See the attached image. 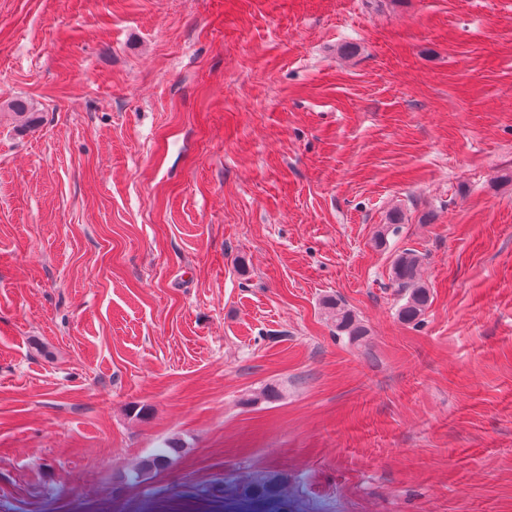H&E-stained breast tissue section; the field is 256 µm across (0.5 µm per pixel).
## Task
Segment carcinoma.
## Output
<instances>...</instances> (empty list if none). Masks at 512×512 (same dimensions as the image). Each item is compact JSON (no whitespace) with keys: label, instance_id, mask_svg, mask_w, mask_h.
<instances>
[{"label":"carcinoma","instance_id":"cac0c4a2","mask_svg":"<svg viewBox=\"0 0 512 512\" xmlns=\"http://www.w3.org/2000/svg\"><path fill=\"white\" fill-rule=\"evenodd\" d=\"M9 109L23 121L26 127L38 124L39 116L33 107L25 100H14ZM423 264L420 253L412 248H405L395 256L392 263V281L399 291L403 292L405 302L397 310L400 321L406 324L418 325L422 322L426 310L431 303L430 289L420 280V270ZM323 307L330 320L336 327V333L348 337L351 342H359L367 336V330L356 318L352 311L338 299L328 297L323 301ZM183 445L177 440L166 441L143 463L145 470H160L165 468L181 453ZM288 482V476L277 471H270L251 483L238 489L240 496L247 500L272 502L277 500L283 487Z\"/></svg>","mask_w":512,"mask_h":512}]
</instances>
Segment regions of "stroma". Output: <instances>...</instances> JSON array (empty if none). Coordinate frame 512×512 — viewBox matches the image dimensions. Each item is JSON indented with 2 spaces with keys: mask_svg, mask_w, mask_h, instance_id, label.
Returning <instances> with one entry per match:
<instances>
[{
  "mask_svg": "<svg viewBox=\"0 0 512 512\" xmlns=\"http://www.w3.org/2000/svg\"><path fill=\"white\" fill-rule=\"evenodd\" d=\"M0 512H512V0H0ZM422 264V256L412 248L399 251L392 263V281L404 293L405 299L397 310V316L406 324H420L431 303L430 289L420 280ZM322 304L336 327L337 335L347 336L349 341L354 343L367 336L365 327L338 299L327 297ZM183 445L177 440H168L162 448H158L149 458H147L142 469L144 470H160L165 468L172 460L181 453ZM287 482L286 474L269 471L251 483L238 488V493L247 500L272 502L281 496Z\"/></svg>",
  "mask_w": 512,
  "mask_h": 512,
  "instance_id": "obj_1",
  "label": "stroma"
}]
</instances>
